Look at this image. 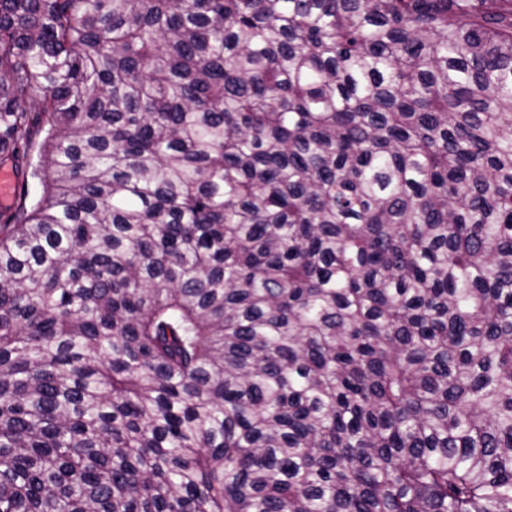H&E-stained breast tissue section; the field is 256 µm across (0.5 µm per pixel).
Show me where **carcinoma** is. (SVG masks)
I'll list each match as a JSON object with an SVG mask.
<instances>
[{
	"label": "carcinoma",
	"mask_w": 512,
	"mask_h": 512,
	"mask_svg": "<svg viewBox=\"0 0 512 512\" xmlns=\"http://www.w3.org/2000/svg\"><path fill=\"white\" fill-rule=\"evenodd\" d=\"M0 512H512V0H0Z\"/></svg>",
	"instance_id": "obj_1"
}]
</instances>
